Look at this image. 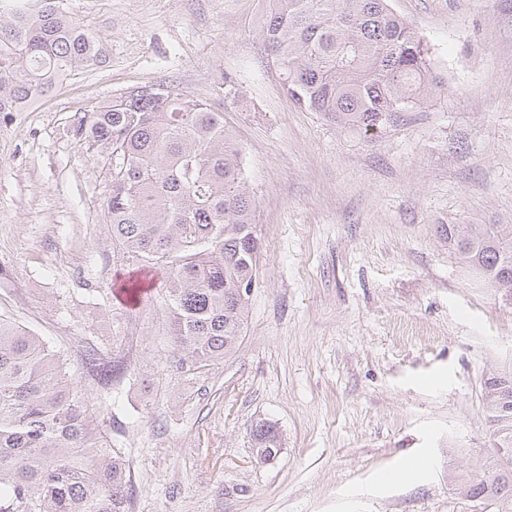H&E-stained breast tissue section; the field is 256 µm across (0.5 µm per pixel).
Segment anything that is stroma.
<instances>
[{"label": "stroma", "instance_id": "1", "mask_svg": "<svg viewBox=\"0 0 512 512\" xmlns=\"http://www.w3.org/2000/svg\"><path fill=\"white\" fill-rule=\"evenodd\" d=\"M106 61L0 128V316L83 372L86 341L128 372L84 392L114 419L133 512H481L453 476L489 446L485 380L512 371V305L442 224H512V0H390L444 91L375 142L295 105L267 51L265 0H64ZM164 83L224 115L256 199L258 281L236 350L177 368L151 277L105 222L111 159L77 121ZM274 424L256 462L251 428ZM403 469L407 477L386 482Z\"/></svg>", "mask_w": 512, "mask_h": 512}]
</instances>
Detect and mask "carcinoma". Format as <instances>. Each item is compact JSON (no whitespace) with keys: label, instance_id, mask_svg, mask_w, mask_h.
Masks as SVG:
<instances>
[{"label":"carcinoma","instance_id":"cac0c4a2","mask_svg":"<svg viewBox=\"0 0 512 512\" xmlns=\"http://www.w3.org/2000/svg\"><path fill=\"white\" fill-rule=\"evenodd\" d=\"M64 0L0 15V119L25 112L78 68L102 63L103 44ZM288 95L373 142L444 87L414 26L389 0H276L262 23ZM88 148L109 150L112 243L142 270L167 278L170 345L199 377L230 355L246 324L260 242L242 148L224 115L163 83L124 93L79 121ZM459 262L512 299V224L441 225ZM105 385L119 361L86 351ZM489 462L454 477L458 495L512 512V373L488 378ZM256 452L274 456L278 430L252 427ZM131 470L94 420L81 378L40 336L0 317V512H131Z\"/></svg>","mask_w":512,"mask_h":512}]
</instances>
